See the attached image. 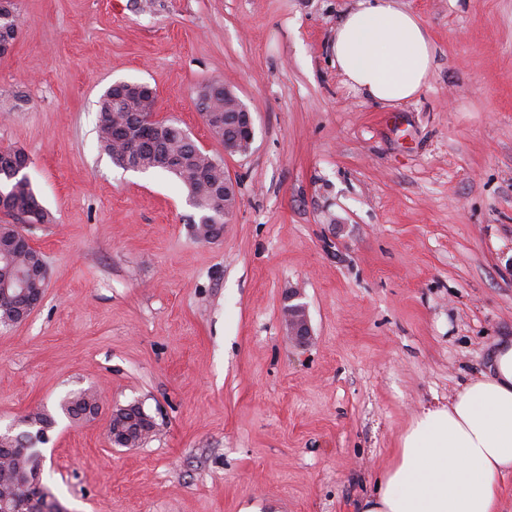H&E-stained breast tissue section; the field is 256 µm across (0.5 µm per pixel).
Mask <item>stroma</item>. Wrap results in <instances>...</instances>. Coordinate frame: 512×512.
<instances>
[{"label": "stroma", "mask_w": 512, "mask_h": 512, "mask_svg": "<svg viewBox=\"0 0 512 512\" xmlns=\"http://www.w3.org/2000/svg\"><path fill=\"white\" fill-rule=\"evenodd\" d=\"M358 0H17L0 58V147L23 149L52 223L39 308L0 326V431L55 423L42 478L68 512H355L423 409L512 336V0H396L434 46L429 79L374 103L333 62ZM156 91L236 181L223 237L186 188L113 165L99 100ZM220 83L252 112L228 156L197 106ZM313 342L291 344L289 289ZM95 389L74 423L60 404ZM156 425L113 447V406Z\"/></svg>", "instance_id": "35a3bbf8"}]
</instances>
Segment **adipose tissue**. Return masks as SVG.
<instances>
[{
  "mask_svg": "<svg viewBox=\"0 0 512 512\" xmlns=\"http://www.w3.org/2000/svg\"><path fill=\"white\" fill-rule=\"evenodd\" d=\"M336 66L372 101L416 97L433 66L419 19L394 0H359L336 28ZM512 475V338H502L487 373L447 405L424 410L378 475L360 512H500Z\"/></svg>",
  "mask_w": 512,
  "mask_h": 512,
  "instance_id": "adipose-tissue-1",
  "label": "adipose tissue"
}]
</instances>
